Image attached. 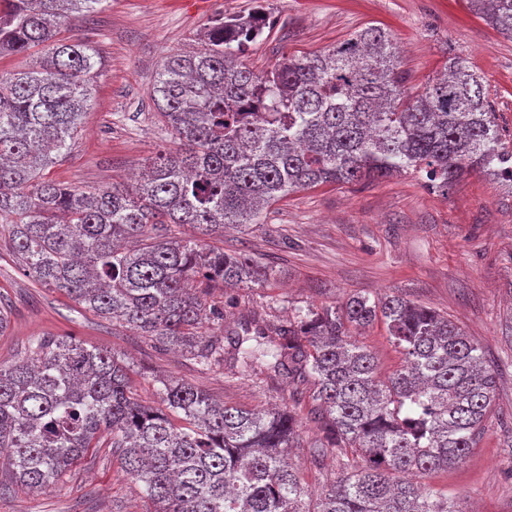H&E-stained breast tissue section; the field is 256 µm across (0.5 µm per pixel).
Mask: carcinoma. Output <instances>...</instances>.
Masks as SVG:
<instances>
[{"label":"carcinoma","instance_id":"1","mask_svg":"<svg viewBox=\"0 0 512 512\" xmlns=\"http://www.w3.org/2000/svg\"><path fill=\"white\" fill-rule=\"evenodd\" d=\"M105 2L0 0V57L40 48L36 67L0 73V223L35 284L200 364L223 361L225 349L196 340L207 289L190 282L262 287L273 270L196 239L156 236L157 226L246 227L291 192L393 174H414L444 197L470 173L512 183V150L466 59L448 58L414 91L392 35L369 25L257 73L239 60L264 32L251 13L223 16L205 28L202 48L163 60L150 97L178 148L146 160L135 195L42 179L70 149L104 66L94 46L60 38L61 29ZM466 3L512 39V0ZM378 319L402 355L385 379L350 335ZM257 334L276 347L270 369L288 378L291 406L240 409L161 379L166 411H158L137 398L112 351L34 339L35 362L0 364L10 482L41 490L106 433L153 512H458L410 476L463 461L491 408L495 372L464 331L401 295L359 292L339 306L298 308ZM306 397L321 430L310 456L333 452L344 472L313 507L288 464Z\"/></svg>","mask_w":512,"mask_h":512}]
</instances>
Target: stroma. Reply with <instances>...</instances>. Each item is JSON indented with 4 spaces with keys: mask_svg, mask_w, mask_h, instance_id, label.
Wrapping results in <instances>:
<instances>
[{
    "mask_svg": "<svg viewBox=\"0 0 512 512\" xmlns=\"http://www.w3.org/2000/svg\"><path fill=\"white\" fill-rule=\"evenodd\" d=\"M260 12L270 23L242 60L255 72L283 54L321 51L355 31L377 25L401 49L406 84L423 87L448 57L466 58L483 78L503 141L512 147V40L470 13L465 0H109L80 17L68 36L95 46L105 65L90 109L67 154L49 179L101 187L135 171L160 148H175L149 99L164 56L197 46L219 15ZM227 251H245L276 273L265 288L209 283L204 339H226L255 320H287L295 307L336 305L348 295L395 293L448 316L479 346L497 375L493 405L481 436L462 463L422 477L458 512H512V183L484 174L461 178L449 196L412 175L331 183L288 194L242 231L202 238ZM0 301L11 309L0 334V362L33 356L37 337L70 336L108 350L129 368L143 400L157 402V378L184 381L211 398L246 409L283 405L287 381L241 376L230 364L201 367L149 337L81 309L36 285L10 256L0 230ZM311 401L298 408L300 444L293 456L305 487L320 492L340 476L334 455L313 462L308 444L318 433ZM139 484L122 469L118 449L101 446L40 493L10 485L0 512H150Z\"/></svg>",
    "mask_w": 512,
    "mask_h": 512,
    "instance_id": "stroma-1",
    "label": "stroma"
}]
</instances>
